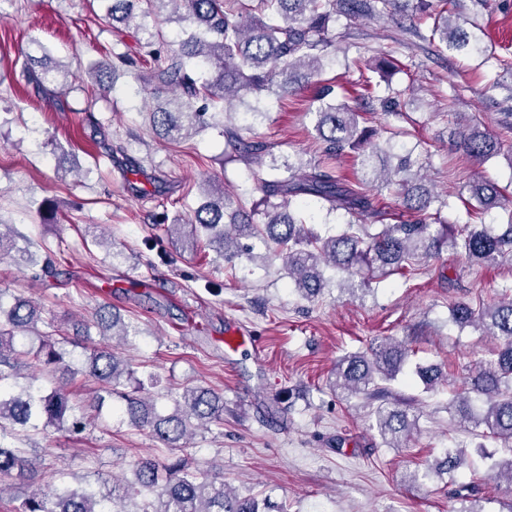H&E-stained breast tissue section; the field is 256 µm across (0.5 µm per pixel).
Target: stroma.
Segmentation results:
<instances>
[{
    "label": "stroma",
    "mask_w": 512,
    "mask_h": 512,
    "mask_svg": "<svg viewBox=\"0 0 512 512\" xmlns=\"http://www.w3.org/2000/svg\"><path fill=\"white\" fill-rule=\"evenodd\" d=\"M107 0H0V224H11L49 251L51 275H21L0 264V288L30 298L51 321L58 341H78L81 325L108 307L136 336L121 346L137 375L153 373L149 388L204 385L224 395V425L197 432L190 451L200 465L216 461L239 493L285 501L288 512H458L443 480L424 477L435 459L456 446L467 464L456 484L481 487L479 512H512V486L488 470L468 431L448 413L449 389L461 388L471 367L499 342L457 327L454 303L490 304L512 290V266L469 265L454 251L419 264L410 278L373 281L372 292L347 294L339 275L309 301L294 291L281 260H267L262 243L252 259L224 263L170 239L166 226L204 199L202 181L223 183L231 200L258 201L254 167L224 160V137L210 128L190 139L156 136L143 94L127 78L110 90L84 81L65 92L24 74L26 55L41 43L49 57L83 71L113 52L141 54L140 31L113 26ZM496 57L512 60V0L483 10L455 0ZM336 63L272 102L254 123L257 140L286 156L318 158L314 96L321 85L355 90L360 77L376 85L377 100L357 102L360 126L400 130L399 145L425 166L430 185L446 196L444 215L468 222L467 187L477 178L504 189V208L484 215L497 224L512 211V74L481 58L401 34L387 19L352 22L333 17ZM397 65L379 73L381 54ZM361 58L366 73L346 69ZM399 92L396 114L379 100ZM492 133L499 154L480 163L453 144L463 122ZM236 325L239 350L224 344ZM387 337L405 341L416 357L441 367L446 385L425 390L411 373L390 384L412 397L418 429L406 447L383 444L373 427L376 401L343 399L330 382L338 359L368 351ZM27 445L40 465L33 482L47 486L60 473L89 481L128 472L140 458L165 462L168 451L148 431L110 420L74 435L50 430ZM421 471L417 481L408 475Z\"/></svg>",
    "instance_id": "35a3bbf8"
}]
</instances>
